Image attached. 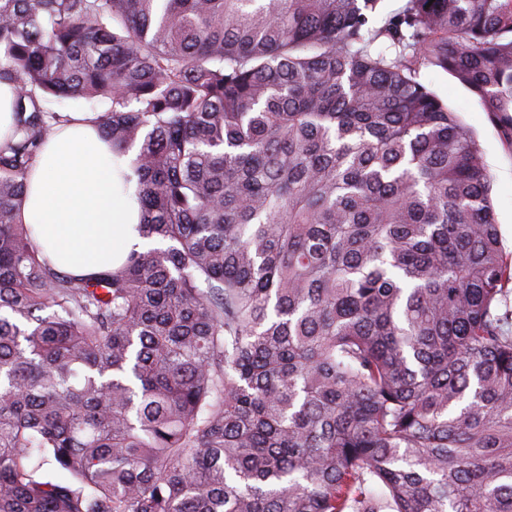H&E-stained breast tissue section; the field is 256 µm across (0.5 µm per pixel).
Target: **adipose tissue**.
I'll use <instances>...</instances> for the list:
<instances>
[{"label": "adipose tissue", "mask_w": 512, "mask_h": 512, "mask_svg": "<svg viewBox=\"0 0 512 512\" xmlns=\"http://www.w3.org/2000/svg\"><path fill=\"white\" fill-rule=\"evenodd\" d=\"M130 170L129 157L113 156L93 113H72L47 140L28 177L19 219L54 268L94 274L152 248L136 229L139 206L122 180Z\"/></svg>", "instance_id": "1"}]
</instances>
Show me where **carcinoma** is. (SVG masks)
Here are the masks:
<instances>
[{"label": "carcinoma", "mask_w": 512, "mask_h": 512, "mask_svg": "<svg viewBox=\"0 0 512 512\" xmlns=\"http://www.w3.org/2000/svg\"><path fill=\"white\" fill-rule=\"evenodd\" d=\"M378 2L0 0V512H512V253L419 81L512 146V0ZM54 99L111 102L162 246L35 248ZM14 89L6 84H0V142L11 131L13 122L12 101Z\"/></svg>", "instance_id": "cac0c4a2"}]
</instances>
